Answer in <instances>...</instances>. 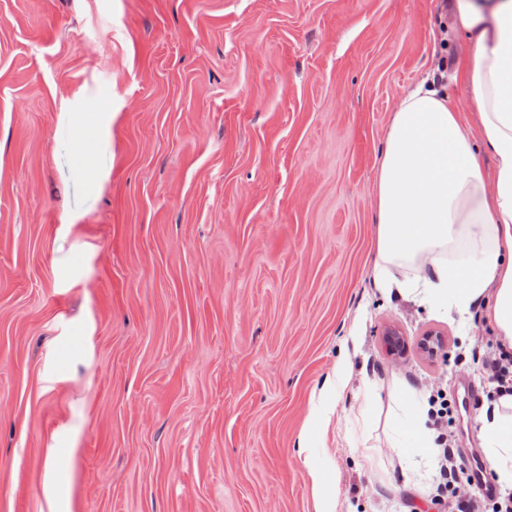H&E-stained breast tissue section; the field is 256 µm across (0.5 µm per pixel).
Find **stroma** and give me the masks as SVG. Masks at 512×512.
Wrapping results in <instances>:
<instances>
[{"label":"stroma","mask_w":512,"mask_h":512,"mask_svg":"<svg viewBox=\"0 0 512 512\" xmlns=\"http://www.w3.org/2000/svg\"><path fill=\"white\" fill-rule=\"evenodd\" d=\"M444 5L0 0V512H448L398 425L473 385L482 456L499 342L372 278Z\"/></svg>","instance_id":"35a3bbf8"}]
</instances>
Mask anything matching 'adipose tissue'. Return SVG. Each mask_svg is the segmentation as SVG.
Returning <instances> with one entry per match:
<instances>
[{"label": "adipose tissue", "instance_id": "ef3b65f1", "mask_svg": "<svg viewBox=\"0 0 512 512\" xmlns=\"http://www.w3.org/2000/svg\"><path fill=\"white\" fill-rule=\"evenodd\" d=\"M449 35L466 48L452 80L468 86L473 114L460 112L428 77L392 112L374 184L373 280L384 294L420 295L436 310L485 318L512 350V0H450ZM494 160L485 173L484 155ZM465 242V263L444 260ZM411 263L414 280L393 265ZM480 418L484 453L502 488H512V393L495 391Z\"/></svg>", "mask_w": 512, "mask_h": 512}]
</instances>
